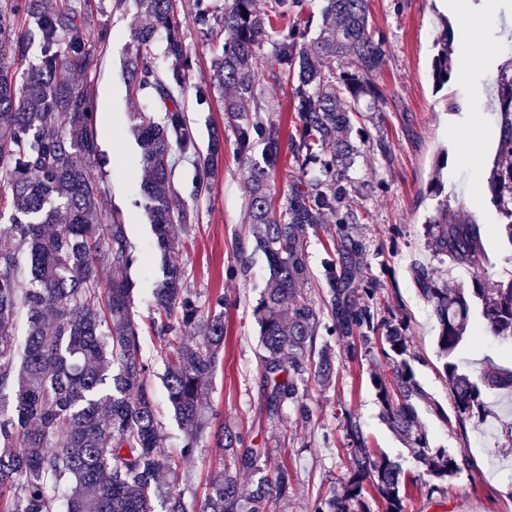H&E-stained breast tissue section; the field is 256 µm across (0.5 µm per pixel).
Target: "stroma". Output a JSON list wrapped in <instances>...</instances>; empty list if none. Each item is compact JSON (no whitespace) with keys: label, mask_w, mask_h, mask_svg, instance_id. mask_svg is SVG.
Returning <instances> with one entry per match:
<instances>
[{"label":"stroma","mask_w":512,"mask_h":512,"mask_svg":"<svg viewBox=\"0 0 512 512\" xmlns=\"http://www.w3.org/2000/svg\"><path fill=\"white\" fill-rule=\"evenodd\" d=\"M193 0H179L183 40L194 59L193 70L176 103L185 112L199 148L211 136L224 139V154L210 178V191L195 196L199 176L196 163L178 160L175 189L184 203L196 211L189 226H175L181 241L175 260L185 272L186 283L211 301L224 298V350L213 376L208 401L218 422L242 435L244 441L266 451L267 465L286 466L293 489L287 499L271 501L268 512H311L317 499L336 490L350 461L348 421H355L371 452L399 460L408 475L418 465L408 448L392 431L374 387L375 377L389 369L379 351H359L349 358L336 353V375L329 386L301 382L310 398L314 415L301 421L294 403H285L278 416H268L262 406L259 373L261 349L252 308L259 300L269 276L264 255L254 247L251 226L246 222L247 176L252 164L262 162V146L254 144L248 155H240L235 136L224 114L222 92L213 91L208 102L198 99V86L210 83L212 61L221 38L200 33L192 13ZM452 0H368L372 32L384 40V63L375 77L380 91L379 109L354 119L347 139L356 148L348 172L346 189L350 208L359 221L349 230L363 247L361 266L378 291L373 306L381 314L396 312L406 317L409 345L416 358L412 367L417 379L432 398V405H419L420 420L432 446L452 451L466 450L473 461L472 475L450 479L442 492H412L405 512H512V439L506 422L511 417L496 405L494 417L468 427L458 435L445 425L441 414L450 408L448 383L437 354L436 320L430 305L421 297L415 268L424 266L442 275L449 286L464 283L462 266L440 260L427 245L425 222L432 215L438 196L430 193L434 168L440 152H447L443 194L453 210L475 223L489 225L482 242L487 261V278L504 279L512 271V244L493 232L499 217L489 203L484 168L494 157L497 130L491 114L489 90L498 63L499 32L503 19L512 17V0H499L500 11L488 9L480 0L472 10L473 25L452 33L453 47L460 52L481 47L483 61L467 79L450 78L443 89H435L431 76L439 18L450 15ZM136 25L134 0H100L91 17V30L107 29L105 43L95 45L94 55L81 84L88 89L103 153L111 162L91 166L93 177H104L108 202L116 207L138 261L131 271L135 283L133 306L142 325L141 356L150 366L148 382L159 394V419L163 424V448L177 452L181 431L173 412L163 401L165 363L160 340L150 327L154 312L151 291L160 268L154 257L152 232L144 212L132 199L142 179L140 154L130 132V114L143 107V97L129 91L122 66ZM258 87L270 105L264 121L278 124L282 135L296 131L293 81L274 80L266 65H259ZM484 126L486 140L481 150L465 157L460 129L474 122ZM386 152H379L378 142ZM338 230L335 218L310 236L307 261L308 293L322 301L326 291L324 259ZM480 322H473L457 355L478 369L483 359L512 367V345L483 335ZM228 458L223 449L206 445L198 449L188 466L184 486L190 500L202 498L206 484L223 471Z\"/></svg>","instance_id":"obj_1"}]
</instances>
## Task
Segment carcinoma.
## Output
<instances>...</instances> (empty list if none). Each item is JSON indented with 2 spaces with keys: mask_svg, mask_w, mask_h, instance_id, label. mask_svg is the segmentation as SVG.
<instances>
[{
  "mask_svg": "<svg viewBox=\"0 0 512 512\" xmlns=\"http://www.w3.org/2000/svg\"><path fill=\"white\" fill-rule=\"evenodd\" d=\"M139 25L128 57V84L148 100H168L162 120L148 110L131 115L140 148L143 177L139 204L153 227L155 249L164 267L153 290V322L164 343V388L183 437L177 454L161 448L157 398L148 384V364L140 357V326L130 306V269L135 249L119 214L104 203L103 183L88 175L101 157L99 133L88 89L75 75L91 58L84 4L64 0H4L0 4V499L4 512H57L56 491L68 490L65 512H265L274 498L292 490L288 468L260 464L259 448L245 445L230 430L214 434L216 447L229 452L233 470L214 475L200 503L161 478L177 474L202 447L213 414L204 404L224 349V298L205 304L188 288L181 266L175 224H191L193 210L172 190L171 153H198L183 112L173 104L193 58L179 35L175 0H134ZM322 27L308 38L304 0H274L270 12L256 0H231L224 18L210 0H195L201 33L224 29L214 60V81L230 90L224 111L233 121L238 150L263 145L264 164L249 168L248 223L255 249L262 252L269 278L253 309L264 354L260 370L264 402L276 414L296 404L307 421L313 409L298 381L310 375L325 386L335 374L330 346L315 350L319 314L304 289L308 279L306 244L334 213L340 224L326 261L325 334L349 352L380 347L391 378L377 379L378 399L391 428L412 448L422 472L414 482L432 494L471 468L465 451L434 448L421 425L416 403H430L411 366L403 316L379 315L369 303L377 291L362 275L361 245L345 225L358 216L346 204L348 165L354 147L344 139L361 100L379 97L373 75L384 62L383 41L370 34L367 0H320ZM293 14L291 25L274 19ZM432 77L448 84L454 50L448 19L440 22ZM166 33L164 68L151 46ZM272 78H294L299 126L288 151L302 171L283 206L272 207L269 169L283 154L278 125L255 116L265 111L255 78L259 53ZM38 64L18 73L31 49ZM346 68L336 74V61ZM339 81H334V77ZM492 115L497 150L486 182L504 236L512 244V55L493 80ZM480 224L448 215V200L437 203L425 225L433 252L474 270L468 286L450 290L425 267L415 281L438 323L436 345L453 400L455 428L483 422L486 399L512 392V368L488 363L474 373L456 361L472 311L490 335L512 343V278L494 282L479 275L486 260ZM26 322L22 355L16 328ZM347 436L351 465L342 486L315 501L313 512H373L365 489L382 512H404L408 483L400 463L372 455L354 424ZM250 477V489L239 475Z\"/></svg>",
  "mask_w": 512,
  "mask_h": 512,
  "instance_id": "1",
  "label": "carcinoma"
}]
</instances>
